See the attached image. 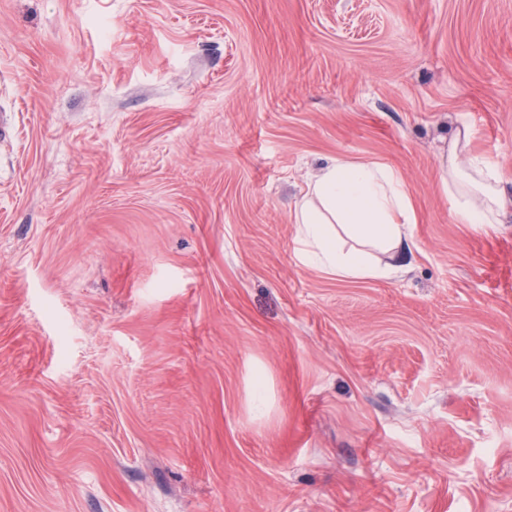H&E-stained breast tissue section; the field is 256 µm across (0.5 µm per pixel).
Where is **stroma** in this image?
Returning a JSON list of instances; mask_svg holds the SVG:
<instances>
[{"label":"stroma","mask_w":512,"mask_h":512,"mask_svg":"<svg viewBox=\"0 0 512 512\" xmlns=\"http://www.w3.org/2000/svg\"><path fill=\"white\" fill-rule=\"evenodd\" d=\"M0 512H512V0H0ZM402 269L299 257L332 160ZM473 132L465 124L459 129L453 147L442 165L440 185L452 202L460 224H501L509 201L501 188L497 164L483 155L470 152ZM299 254L318 258L321 267L340 278L386 277L396 263L381 265L368 246L400 261L409 248L407 224L415 210L398 171L377 162L335 159L307 182L293 208ZM362 248L345 252L336 227Z\"/></svg>","instance_id":"1"}]
</instances>
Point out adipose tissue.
Here are the masks:
<instances>
[{
	"label": "adipose tissue",
	"mask_w": 512,
	"mask_h": 512,
	"mask_svg": "<svg viewBox=\"0 0 512 512\" xmlns=\"http://www.w3.org/2000/svg\"><path fill=\"white\" fill-rule=\"evenodd\" d=\"M473 132L459 129L440 185L454 207L459 223H499L508 201L501 188L497 164L469 150ZM299 254L319 260L340 278L387 276L390 264L375 261V252L400 261L409 247L408 224L415 221L412 199L392 166L377 162L336 159L310 181L293 208ZM356 240L357 249L344 251L337 232Z\"/></svg>",
	"instance_id": "adipose-tissue-1"
}]
</instances>
